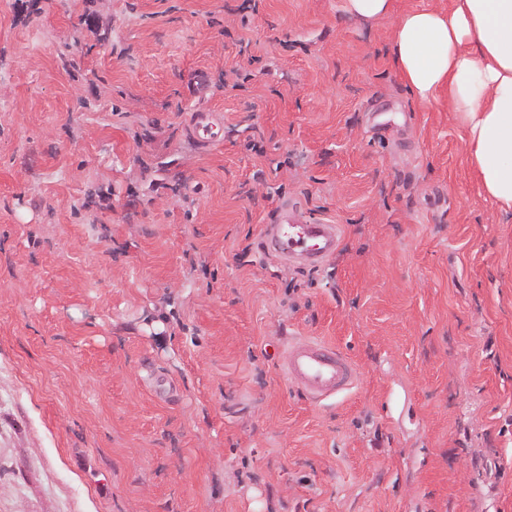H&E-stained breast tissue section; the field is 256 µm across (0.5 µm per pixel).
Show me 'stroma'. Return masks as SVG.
<instances>
[{
	"label": "stroma",
	"mask_w": 512,
	"mask_h": 512,
	"mask_svg": "<svg viewBox=\"0 0 512 512\" xmlns=\"http://www.w3.org/2000/svg\"><path fill=\"white\" fill-rule=\"evenodd\" d=\"M27 6L0 0V512H512V212L391 54L449 0ZM284 203L339 226L320 264L261 250ZM309 338L350 391L285 376ZM393 0H344L343 11L350 18L371 19L387 14ZM191 125L195 137L203 143L215 142L221 131L214 114L206 110H197L191 115ZM285 371L314 399L323 400L350 390L356 374L347 360L318 340L288 347Z\"/></svg>",
	"instance_id": "stroma-1"
}]
</instances>
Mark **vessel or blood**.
<instances>
[{
  "label": "vessel or blood",
  "instance_id": "b4317fda",
  "mask_svg": "<svg viewBox=\"0 0 512 512\" xmlns=\"http://www.w3.org/2000/svg\"><path fill=\"white\" fill-rule=\"evenodd\" d=\"M191 125L195 137L204 143L215 142L220 133L214 114L206 110L194 112ZM337 244V225L303 223L285 211L276 223L267 226L261 240L264 251L283 256L297 252L312 263L334 252ZM285 371L317 400L348 391L356 381L351 364L318 340L291 345L285 356Z\"/></svg>",
  "mask_w": 512,
  "mask_h": 512
}]
</instances>
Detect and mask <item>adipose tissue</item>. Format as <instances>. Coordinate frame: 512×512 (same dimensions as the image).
I'll list each match as a JSON object with an SVG mask.
<instances>
[{
  "label": "adipose tissue",
  "mask_w": 512,
  "mask_h": 512,
  "mask_svg": "<svg viewBox=\"0 0 512 512\" xmlns=\"http://www.w3.org/2000/svg\"><path fill=\"white\" fill-rule=\"evenodd\" d=\"M392 53L421 102L447 91L484 194L512 211V0H451L445 12H407Z\"/></svg>",
  "instance_id": "ef3b65f1"
}]
</instances>
